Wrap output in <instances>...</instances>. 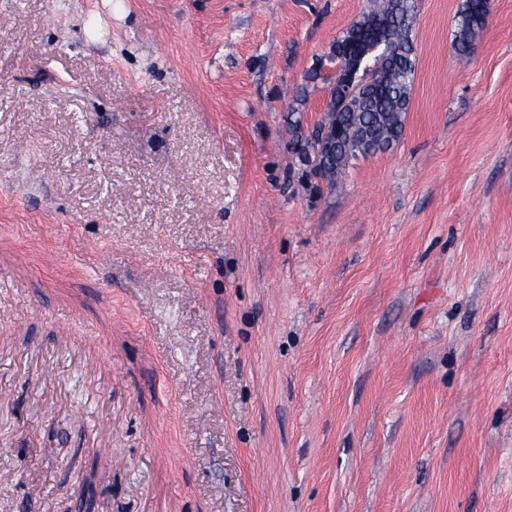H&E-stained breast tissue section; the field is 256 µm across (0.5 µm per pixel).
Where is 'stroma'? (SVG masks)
<instances>
[{
  "label": "stroma",
  "mask_w": 512,
  "mask_h": 512,
  "mask_svg": "<svg viewBox=\"0 0 512 512\" xmlns=\"http://www.w3.org/2000/svg\"><path fill=\"white\" fill-rule=\"evenodd\" d=\"M461 4L316 189L370 0H0V512H512V0L466 57Z\"/></svg>",
  "instance_id": "obj_1"
}]
</instances>
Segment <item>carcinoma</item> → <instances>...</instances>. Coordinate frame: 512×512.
I'll use <instances>...</instances> for the list:
<instances>
[{"mask_svg":"<svg viewBox=\"0 0 512 512\" xmlns=\"http://www.w3.org/2000/svg\"><path fill=\"white\" fill-rule=\"evenodd\" d=\"M490 8L491 0H463L451 41L456 54L473 51ZM415 15L416 0H371V9L336 38L332 52L342 59L378 35L389 53L373 59L376 68L365 86L366 95L354 98L342 111L334 108L336 91L344 82L345 68H339L328 86L331 101L322 120L311 133L291 137L302 144L297 158L315 188L322 182L334 185L353 159L385 151L400 140L416 66L411 38Z\"/></svg>","mask_w":512,"mask_h":512,"instance_id":"1","label":"carcinoma"}]
</instances>
